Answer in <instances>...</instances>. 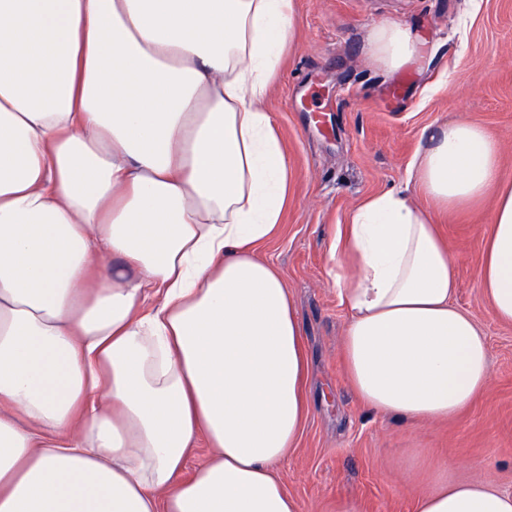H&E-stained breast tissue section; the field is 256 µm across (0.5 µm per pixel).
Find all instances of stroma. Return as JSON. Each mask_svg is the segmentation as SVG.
I'll return each instance as SVG.
<instances>
[{"label": "stroma", "instance_id": "1", "mask_svg": "<svg viewBox=\"0 0 512 512\" xmlns=\"http://www.w3.org/2000/svg\"><path fill=\"white\" fill-rule=\"evenodd\" d=\"M400 21L418 40L400 70L368 50L371 27ZM288 159L278 231L259 247L296 302L309 358V410L279 468L306 512H414L430 460L452 476L512 491V324L498 321L479 282L493 195L434 221L455 260L459 306L489 344L491 386L443 423L414 424L366 408L342 356L349 320L328 270L340 224L367 196L402 189L409 165L439 127L467 121L500 146L512 180V0H294V24L263 102Z\"/></svg>", "mask_w": 512, "mask_h": 512}]
</instances>
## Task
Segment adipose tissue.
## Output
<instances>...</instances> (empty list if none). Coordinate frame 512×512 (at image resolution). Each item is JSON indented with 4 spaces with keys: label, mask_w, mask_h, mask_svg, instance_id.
Wrapping results in <instances>:
<instances>
[{
    "label": "adipose tissue",
    "mask_w": 512,
    "mask_h": 512,
    "mask_svg": "<svg viewBox=\"0 0 512 512\" xmlns=\"http://www.w3.org/2000/svg\"><path fill=\"white\" fill-rule=\"evenodd\" d=\"M292 0H0V512H305L278 475L308 411L294 299L257 245L288 161L262 104ZM369 44L399 70L412 30ZM411 175L448 211L495 190L480 286L512 324V181L474 123ZM345 375L445 422L490 386L431 215L365 198L333 245ZM156 304L145 308L148 296ZM212 454L184 469L198 436ZM415 512H512L434 461Z\"/></svg>",
    "instance_id": "obj_1"
}]
</instances>
